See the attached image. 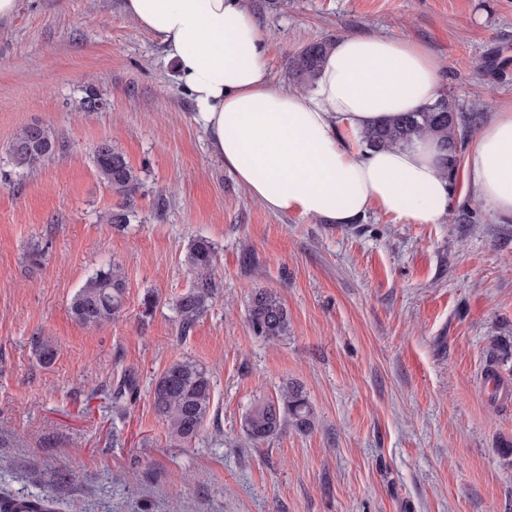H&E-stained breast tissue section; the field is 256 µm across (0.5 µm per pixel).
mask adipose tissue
I'll use <instances>...</instances> for the list:
<instances>
[{
    "label": "adipose tissue",
    "instance_id": "obj_1",
    "mask_svg": "<svg viewBox=\"0 0 512 512\" xmlns=\"http://www.w3.org/2000/svg\"><path fill=\"white\" fill-rule=\"evenodd\" d=\"M160 37L213 153L270 211L351 224L370 210L400 224H441L452 187L431 138L371 150L365 128L439 96V66L405 37L347 35L307 93L277 84L268 42L243 0H124ZM473 199L512 222V106L476 130L464 162Z\"/></svg>",
    "mask_w": 512,
    "mask_h": 512
}]
</instances>
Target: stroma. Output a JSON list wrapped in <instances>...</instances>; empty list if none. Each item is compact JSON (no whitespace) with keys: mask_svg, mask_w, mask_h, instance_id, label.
<instances>
[{"mask_svg":"<svg viewBox=\"0 0 512 512\" xmlns=\"http://www.w3.org/2000/svg\"><path fill=\"white\" fill-rule=\"evenodd\" d=\"M257 2L244 0L277 84L291 86L288 57L307 42L404 35L464 107L512 103V0ZM91 92L103 107L81 111ZM193 112L173 60L123 0H19L0 25V500L47 498L54 512H512V394L491 396L484 381L502 357L512 386V222L481 204L472 224L273 213L213 154ZM34 124L56 150L26 177L8 147ZM104 141L143 179L122 230L104 221L123 203L96 174ZM198 237L214 246L218 293L184 336L173 304L193 284L184 259ZM112 262L125 310L85 327L70 300ZM260 288L286 305L287 337L250 329ZM182 358L213 380L187 447L150 395ZM127 374L140 395L118 415L111 389ZM291 382L315 430L249 444L245 412Z\"/></svg>","mask_w":512,"mask_h":512,"instance_id":"35a3bbf8","label":"stroma"}]
</instances>
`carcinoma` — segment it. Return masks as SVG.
Here are the masks:
<instances>
[{
    "instance_id": "cac0c4a2",
    "label": "carcinoma",
    "mask_w": 512,
    "mask_h": 512,
    "mask_svg": "<svg viewBox=\"0 0 512 512\" xmlns=\"http://www.w3.org/2000/svg\"><path fill=\"white\" fill-rule=\"evenodd\" d=\"M332 41L309 42L288 58V75L306 91L314 86L322 62ZM485 113L473 112L446 95L422 112L406 113L374 125L364 131L362 142L369 148L399 146L425 136L435 138L442 151L445 175L456 185L460 160L457 151L472 136ZM93 163L99 178L113 191L129 197L142 186L139 172L125 154L109 142L100 143ZM55 152L51 133L39 125L19 130L9 145L11 165L22 175L37 173ZM185 262L194 277L191 288L176 299L174 309L180 334L187 335L194 323L207 311L214 296L217 274L215 250L203 238L193 240ZM126 279L117 265L100 268L90 275L72 296L69 304L73 319L88 327H99L118 318L125 306ZM248 323L252 332L274 341L288 335L290 317L282 300L274 293L258 289L250 297ZM136 381L127 378L112 391V411L120 414L137 397ZM152 406L163 421L171 440L188 445L202 432L213 397L210 373L195 361L178 359L155 381L151 390ZM316 426L314 409L304 390L286 385L272 400L255 403L244 415L242 427L254 446L265 444L288 427L309 433Z\"/></svg>"
}]
</instances>
